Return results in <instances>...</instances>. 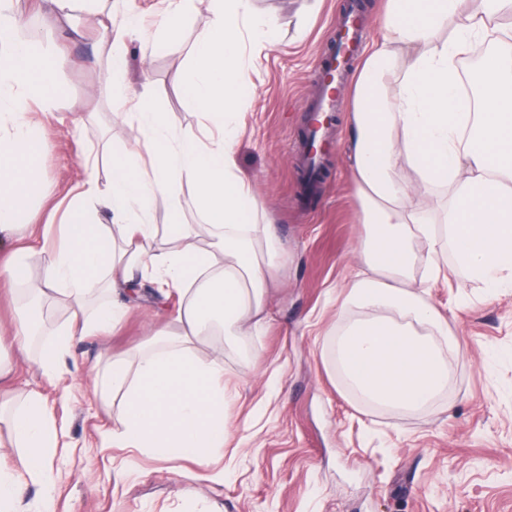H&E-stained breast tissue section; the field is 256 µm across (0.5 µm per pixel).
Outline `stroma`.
Here are the masks:
<instances>
[{
    "label": "stroma",
    "instance_id": "35a3bbf8",
    "mask_svg": "<svg viewBox=\"0 0 512 512\" xmlns=\"http://www.w3.org/2000/svg\"><path fill=\"white\" fill-rule=\"evenodd\" d=\"M350 0H249L247 25L276 20L271 40L246 42L254 92L238 118L236 171L250 181L259 219L278 225L288 257L265 297L266 319L240 336L205 337L201 356L220 353L228 395L230 437L212 463L167 462L119 447L122 400L111 413L97 407L94 378L115 356L135 357L172 320L178 298H158L148 282L124 320L108 332L77 337L48 385L37 347L4 349L8 387L16 398L44 394L64 436L53 459L54 512H512V290L488 294L460 269L452 250L440 258L444 279L427 299L447 318L459 351L448 389L416 411L365 404L337 374L333 333L363 317L344 305L345 286L365 236L345 160L349 85L339 89L335 151L317 191L304 178L300 144L307 102L318 96L317 59L330 52L336 21ZM47 0H13L18 36L64 56L65 88L52 106H30L39 132L40 181L26 201L47 234H20L18 246L52 248L59 217L51 208L71 187L106 183L115 158L143 134L137 120L98 71L108 45L95 15L76 6L74 34L46 26ZM164 0H134L137 33L127 42L128 78L148 81L151 103L173 135H203L207 118L176 80L190 63L209 0H194L190 16L160 34ZM156 39L152 54L143 40ZM223 480H215V472Z\"/></svg>",
    "mask_w": 512,
    "mask_h": 512
}]
</instances>
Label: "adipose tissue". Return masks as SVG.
<instances>
[{
  "label": "adipose tissue",
  "instance_id": "obj_1",
  "mask_svg": "<svg viewBox=\"0 0 512 512\" xmlns=\"http://www.w3.org/2000/svg\"><path fill=\"white\" fill-rule=\"evenodd\" d=\"M211 17L198 32L187 70L179 77L192 103L218 132L212 145L194 135L170 137L160 115L145 107L148 82L126 83L127 41L134 23L104 24L110 63L105 82L124 87V102L136 110L143 139L132 156L114 161L106 184H76L61 218L62 242L52 251L10 255L9 287L42 271L41 296H60L71 320L43 345L38 363L55 379L75 337L121 321L127 300L147 280L174 288L183 304L173 328L158 332L137 363L110 360L102 374L99 403L111 412L109 391L122 392L116 438L128 448L165 461L211 462L224 455V365L195 353L210 326L239 335L264 321V298L286 251L277 228L255 220L251 185L235 171L237 112L253 83L243 61L245 38L266 40L270 24L246 28V0H211ZM387 0L386 34L354 82L347 162L366 235L347 299L367 315L344 324L334 339L336 368L369 405L416 410L448 387V324L425 299L424 284L442 274L439 253L450 246L460 267L483 288H512V0ZM0 0V247L29 226L25 207L38 179L40 138L28 105L59 95L61 57L36 50L17 36L20 20ZM492 48L478 75L479 110L470 112L460 92L459 59L472 40ZM405 67L392 105L381 90L397 58ZM150 159L136 171V160ZM421 187L451 183L454 200L432 222L410 189L392 177L399 162ZM192 186L204 217L201 227L184 223L181 185ZM169 202L170 221L158 225L152 210ZM112 214L95 223L91 206ZM209 245H201V236ZM422 279H415L418 255ZM94 314H87L88 306ZM24 450L25 479L50 486V460L61 433L40 392L27 395L9 418ZM22 479V480H25ZM0 473V512H21L22 482Z\"/></svg>",
  "mask_w": 512,
  "mask_h": 512
}]
</instances>
